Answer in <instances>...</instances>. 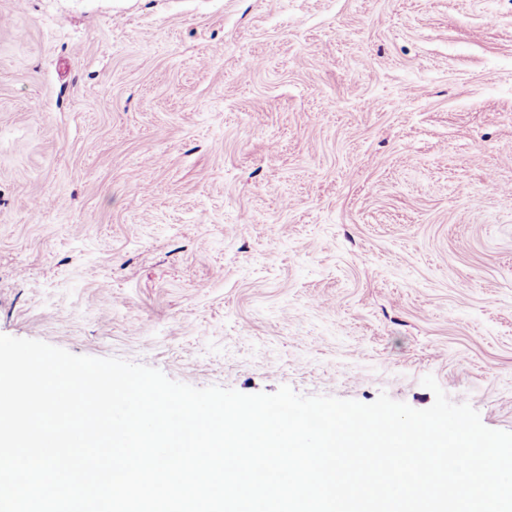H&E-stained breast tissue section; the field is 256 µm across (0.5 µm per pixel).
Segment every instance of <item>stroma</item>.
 I'll list each match as a JSON object with an SVG mask.
<instances>
[{
    "instance_id": "obj_1",
    "label": "stroma",
    "mask_w": 512,
    "mask_h": 512,
    "mask_svg": "<svg viewBox=\"0 0 512 512\" xmlns=\"http://www.w3.org/2000/svg\"><path fill=\"white\" fill-rule=\"evenodd\" d=\"M0 334L512 431V0H0Z\"/></svg>"
}]
</instances>
